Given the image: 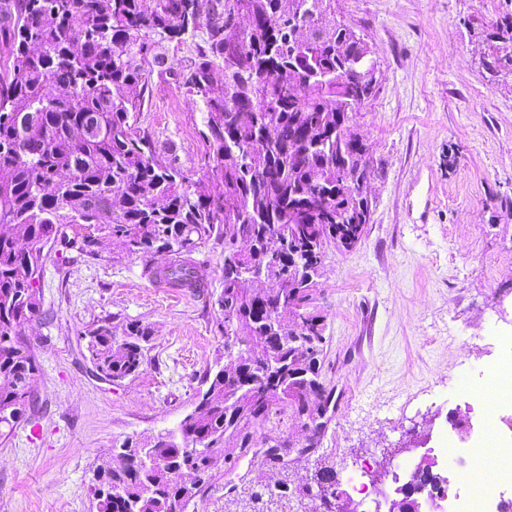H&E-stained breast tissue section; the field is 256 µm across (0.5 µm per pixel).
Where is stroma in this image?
<instances>
[{
  "mask_svg": "<svg viewBox=\"0 0 512 512\" xmlns=\"http://www.w3.org/2000/svg\"><path fill=\"white\" fill-rule=\"evenodd\" d=\"M337 16L364 34L380 75L352 124L369 150L371 216L352 247L328 244L312 304L324 320L322 381L336 409L318 444L290 417L257 428L303 449L288 466V512H313L303 494L317 463L345 477L358 463L418 460L398 452L420 432L467 435L477 412L456 398L457 377L478 374L492 397L499 339L512 334V74L490 75L481 33L512 0H338ZM174 73L185 46L167 44ZM153 79L139 126L176 153L190 177L210 165L203 105L174 77ZM200 288H158L147 265L102 241L93 254L50 253L40 314L25 328L40 364L37 399L0 441V512H95L101 459L126 439L175 429L224 358L217 298L224 242L195 254ZM151 332L145 362L118 382L98 377L84 333L101 320ZM255 455L217 473L195 512H261L267 494Z\"/></svg>",
  "mask_w": 512,
  "mask_h": 512,
  "instance_id": "35a3bbf8",
  "label": "stroma"
}]
</instances>
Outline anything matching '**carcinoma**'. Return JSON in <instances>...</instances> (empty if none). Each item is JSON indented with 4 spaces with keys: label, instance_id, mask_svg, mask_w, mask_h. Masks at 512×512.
Returning a JSON list of instances; mask_svg holds the SVG:
<instances>
[{
    "label": "carcinoma",
    "instance_id": "cac0c4a2",
    "mask_svg": "<svg viewBox=\"0 0 512 512\" xmlns=\"http://www.w3.org/2000/svg\"><path fill=\"white\" fill-rule=\"evenodd\" d=\"M0 0L10 32L0 58V437L34 401L39 371L24 342L40 312L43 247L93 253L109 239L128 254L166 252L152 280L187 287L202 241L224 239L218 327L238 349L216 364L196 407L176 429L141 445L127 440L94 469L97 512H185L224 466L251 452L288 469V442L261 450L256 427L291 414L317 436L331 420L322 381V317L309 309L328 243L354 245L369 219L347 192L364 168V144L328 130L364 101L358 60L366 41L336 17V0ZM241 8L252 28L226 29ZM322 30L303 48L297 27ZM487 70L512 72V15L487 33ZM189 47L180 84L205 107L201 134L213 165L193 180L136 127L152 76L172 74L163 43ZM242 113L239 121L228 119ZM272 151L247 152L260 131ZM78 226L74 236L67 229ZM264 268L280 288L239 287L240 267ZM150 332L114 333L105 319L85 333L90 360L122 380L145 361ZM224 449L219 455L216 449ZM195 459L187 487L175 468Z\"/></svg>",
    "mask_w": 512,
    "mask_h": 512
}]
</instances>
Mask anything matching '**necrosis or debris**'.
I'll return each instance as SVG.
<instances>
[{"label": "necrosis or debris", "instance_id": "necrosis-or-debris-1", "mask_svg": "<svg viewBox=\"0 0 512 512\" xmlns=\"http://www.w3.org/2000/svg\"><path fill=\"white\" fill-rule=\"evenodd\" d=\"M512 407V402L499 401L493 408L483 409L473 434L467 438L446 432L439 447L427 448L429 462L451 459L452 468L444 469L442 479L435 485L414 486L418 464L402 463L391 473V482L385 492H378L369 479L370 465L362 463L349 472L339 485L341 495L361 501L366 512H386L385 494L415 488L417 498L424 505V512H502L503 504L497 501L490 488H483L480 499H472L467 475L471 469V450L476 446H493L494 464L499 479L512 483V438L501 430L502 413Z\"/></svg>", "mask_w": 512, "mask_h": 512}]
</instances>
